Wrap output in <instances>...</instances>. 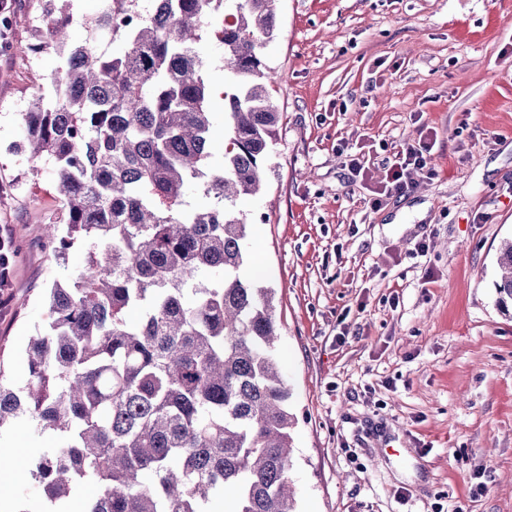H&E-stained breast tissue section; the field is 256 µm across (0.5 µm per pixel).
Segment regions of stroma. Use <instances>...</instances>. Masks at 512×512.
Instances as JSON below:
<instances>
[{"mask_svg": "<svg viewBox=\"0 0 512 512\" xmlns=\"http://www.w3.org/2000/svg\"><path fill=\"white\" fill-rule=\"evenodd\" d=\"M40 13L14 0L0 55V226L17 247L0 366L18 383L46 288L84 265L83 249H45L54 176L13 150L62 65L15 50ZM264 52L282 120L262 190L241 203L243 274L274 292L297 512H512V310L493 288L512 237V0H278ZM419 137L430 171L373 206L387 160ZM5 432L0 487L41 507L24 467L58 439Z\"/></svg>", "mask_w": 512, "mask_h": 512, "instance_id": "35a3bbf8", "label": "stroma"}]
</instances>
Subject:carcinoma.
<instances>
[{
    "label": "carcinoma",
    "mask_w": 512,
    "mask_h": 512,
    "mask_svg": "<svg viewBox=\"0 0 512 512\" xmlns=\"http://www.w3.org/2000/svg\"><path fill=\"white\" fill-rule=\"evenodd\" d=\"M102 0L93 21L121 46L70 41L71 0H41L36 40L64 58L24 113L27 161L55 174L64 208L45 240L57 259L86 243L73 284L46 293L48 325L28 338L27 375L0 367V428L28 423L59 447L32 462L45 500L93 490L86 512H296L290 392L276 357L272 290L240 276L247 224L280 115L264 47L277 0ZM137 12L126 29L112 16ZM223 50L224 158L210 58ZM195 185L201 201L185 199ZM497 303H512V238Z\"/></svg>",
    "instance_id": "obj_1"
}]
</instances>
